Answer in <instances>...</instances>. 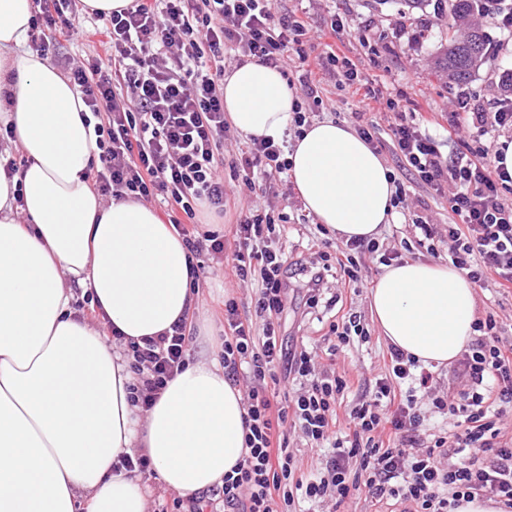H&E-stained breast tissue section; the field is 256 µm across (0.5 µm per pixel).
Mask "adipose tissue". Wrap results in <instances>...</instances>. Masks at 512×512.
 <instances>
[{
    "instance_id": "adipose-tissue-1",
    "label": "adipose tissue",
    "mask_w": 512,
    "mask_h": 512,
    "mask_svg": "<svg viewBox=\"0 0 512 512\" xmlns=\"http://www.w3.org/2000/svg\"><path fill=\"white\" fill-rule=\"evenodd\" d=\"M35 0H0V125L25 164L0 170V512H147L139 478L115 470L145 453L156 481L187 497L222 482L243 457L246 405L214 361L187 365L158 400H131L133 373L98 322L123 342L169 331L194 306L181 237L142 201L105 199L89 109L65 76L26 50ZM297 103L282 74L249 61L224 78L241 135L282 141ZM304 209L341 241L394 220L391 170L349 125L304 127L288 156ZM89 289L97 321L72 306ZM369 306L381 333L425 368L474 337V283L451 265L385 266Z\"/></svg>"
}]
</instances>
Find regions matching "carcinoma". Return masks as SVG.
I'll return each mask as SVG.
<instances>
[{
  "label": "carcinoma",
  "instance_id": "obj_1",
  "mask_svg": "<svg viewBox=\"0 0 512 512\" xmlns=\"http://www.w3.org/2000/svg\"><path fill=\"white\" fill-rule=\"evenodd\" d=\"M481 0H448V45L434 62L435 69L451 76L456 83L469 80L485 62L486 35L479 24L460 27L474 16Z\"/></svg>",
  "mask_w": 512,
  "mask_h": 512
}]
</instances>
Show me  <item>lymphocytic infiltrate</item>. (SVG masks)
Here are the masks:
<instances>
[{
	"mask_svg": "<svg viewBox=\"0 0 512 512\" xmlns=\"http://www.w3.org/2000/svg\"><path fill=\"white\" fill-rule=\"evenodd\" d=\"M51 5L52 13L31 21V38L41 48L79 37L105 41L104 57L70 73L96 120L100 165L90 181L99 193L140 201L159 193L188 220L195 219L199 205L223 211L227 50L277 70L295 64L304 97L317 108L326 101L313 75L328 68L338 90L362 94L358 134L373 141L377 123L365 109L384 101L392 153L418 184L447 197L459 218L448 227L452 265L480 287L512 290V173L494 166L492 146L484 141L489 132L512 131V103L487 112L472 89L459 88L447 129L457 149L446 155L407 117L404 99H380L344 53L330 50L312 60L303 45L304 20L276 15L273 0H133L110 15H95L89 28L74 23L77 0ZM234 167L253 189L270 184L290 163L282 144L253 137ZM177 230L189 255L210 252L229 261L239 281L257 284L252 315H241L235 299L224 301V375L248 384L246 453L224 475L226 512H297L302 502L335 510L362 487L376 503L395 502L402 512H452L461 499L475 495L512 512V437L500 428L512 408V342L499 339L494 313L477 319L480 337L458 362L463 388L432 400L439 413L458 421L452 437L436 435L424 444L415 439L427 420L417 392L429 389L433 376L396 348L387 375L350 410L352 431L342 432L337 410L349 382L319 368L318 358L335 357L351 340L369 341L360 315L348 313L331 326L334 342L289 351L275 327L288 300L290 262L274 216L254 210L225 234L185 224ZM374 253L384 265L399 257L395 249L380 251L373 240L337 245L333 261L309 270L308 307L323 297L339 302L343 289L362 280V255ZM330 275L338 287L331 294L324 288ZM257 319L263 322L259 333L253 328ZM189 341L181 320L171 331L130 343L134 403L147 409L157 401L185 369ZM284 373L294 376L297 388H281ZM400 384L406 387L401 395ZM293 428L316 455L302 478L289 446Z\"/></svg>",
	"mask_w": 512,
	"mask_h": 512,
	"instance_id": "f902f5d3",
	"label": "lymphocytic infiltrate"
}]
</instances>
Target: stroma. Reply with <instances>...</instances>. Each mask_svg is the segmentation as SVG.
Returning a JSON list of instances; mask_svg holds the SVG:
<instances>
[{
	"label": "stroma",
	"instance_id": "35a3bbf8",
	"mask_svg": "<svg viewBox=\"0 0 512 512\" xmlns=\"http://www.w3.org/2000/svg\"><path fill=\"white\" fill-rule=\"evenodd\" d=\"M277 14H303L308 21L306 39L316 50L332 46L342 50L357 63L363 78L383 96H404L411 109L418 112L436 113L438 122L430 126L429 132L437 139H444L442 120L448 115L449 102L457 90L456 83L437 73L433 67L448 32V17L436 6L429 5L414 11L406 29H399L398 21L404 17V8L399 0H274ZM342 17L343 28L331 25L335 17ZM488 40L497 42L498 54L475 71L469 80L470 86L480 95L482 108L497 106L504 98L501 83L512 77V36L492 25H485ZM103 47L96 42L60 41L46 51L48 61L62 72H69L79 64H88L103 55ZM377 136L384 146L379 151L386 166L393 170L397 179L409 188V198L403 216L383 225L378 242L383 248H400L402 257L422 261L444 263L448 260L445 242L435 241L434 252H427L418 243L401 247L400 241L407 237L405 226L407 215L416 213L427 217L437 230H444L454 219L448 201L433 191L415 183L409 172L399 169L398 160L385 143L387 128H379ZM245 137L229 131L224 139V188L227 204L223 214L203 209L198 211L196 222L200 230H223L225 225L236 223L250 210L259 208L284 218L286 242L292 258L315 261L324 250L322 235L315 219L304 209L298 196L289 195L287 181L275 182L266 192H249L235 176L233 161L245 146ZM366 279L357 291L345 293L335 307L318 308L313 314L303 315L304 295H295L293 307L283 314L280 334L287 347L299 344L302 337L315 339L327 334L331 322L341 321L347 311L361 315L370 331L368 342H351L336 355L337 373L347 374L351 379L362 380V387L354 388L345 398V407L340 410L337 426L349 430L352 423L348 410L358 403L363 387H374L378 378L388 372L389 344L375 324L368 294L382 271L375 257H365ZM192 263L199 269V295L188 324L192 336L189 346L190 360L199 356L219 361L224 357V301L235 299L241 311L252 308L255 294L253 284H241L225 279L224 272L209 253H201Z\"/></svg>",
	"mask_w": 512,
	"mask_h": 512
}]
</instances>
